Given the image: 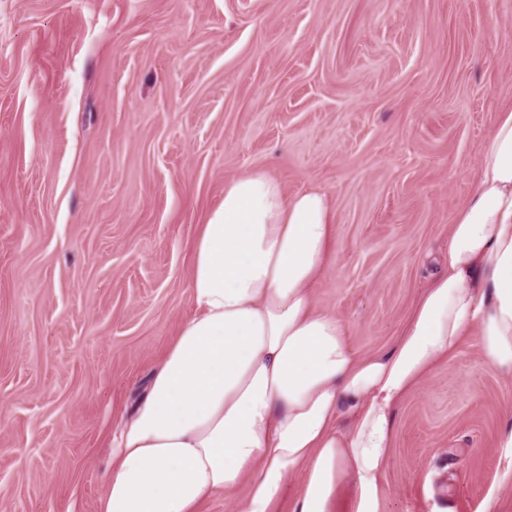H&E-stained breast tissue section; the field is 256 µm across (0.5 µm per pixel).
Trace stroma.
<instances>
[{"label": "stroma", "mask_w": 512, "mask_h": 512, "mask_svg": "<svg viewBox=\"0 0 512 512\" xmlns=\"http://www.w3.org/2000/svg\"><path fill=\"white\" fill-rule=\"evenodd\" d=\"M509 105L512 0H0V512H99L225 182L328 195L314 300L380 354ZM511 424L466 337L396 412L381 512H512Z\"/></svg>", "instance_id": "obj_1"}]
</instances>
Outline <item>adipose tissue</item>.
Segmentation results:
<instances>
[{
    "mask_svg": "<svg viewBox=\"0 0 512 512\" xmlns=\"http://www.w3.org/2000/svg\"><path fill=\"white\" fill-rule=\"evenodd\" d=\"M336 247L328 196L286 195L261 171L227 181L195 241L194 313L112 437L100 512H198L246 485L241 512H271L305 474L294 512H380L396 407L462 338L512 378V106L482 149L448 231L447 267L397 343L358 357L313 286Z\"/></svg>",
    "mask_w": 512,
    "mask_h": 512,
    "instance_id": "ef3b65f1",
    "label": "adipose tissue"
}]
</instances>
